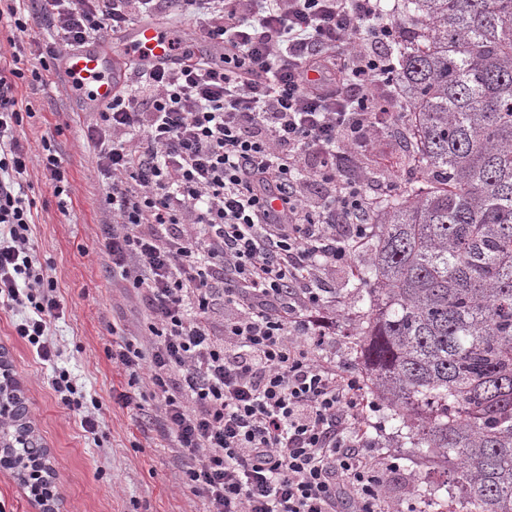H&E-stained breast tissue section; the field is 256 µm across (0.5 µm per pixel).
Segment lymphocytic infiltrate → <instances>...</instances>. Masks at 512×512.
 I'll return each mask as SVG.
<instances>
[{
    "mask_svg": "<svg viewBox=\"0 0 512 512\" xmlns=\"http://www.w3.org/2000/svg\"><path fill=\"white\" fill-rule=\"evenodd\" d=\"M381 0H41L53 32L39 67L10 40L0 65V304L44 362L64 303L31 252L40 169L54 195L66 170L53 133L40 152L16 130L19 80H41L64 49L163 15L190 16L222 62L135 64L89 127L112 222L98 250L141 297L149 339L109 352L155 403L182 482L205 512H382L397 463L374 456L364 379L325 355L315 319L326 283L351 266L375 202L359 151L395 124L387 94L396 25ZM224 324L215 327V316ZM84 433L100 423L67 371L52 381Z\"/></svg>",
    "mask_w": 512,
    "mask_h": 512,
    "instance_id": "1",
    "label": "lymphocytic infiltrate"
}]
</instances>
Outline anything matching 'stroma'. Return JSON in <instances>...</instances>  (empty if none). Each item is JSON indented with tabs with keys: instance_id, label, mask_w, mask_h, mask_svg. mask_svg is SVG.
<instances>
[{
	"instance_id": "35a3bbf8",
	"label": "stroma",
	"mask_w": 512,
	"mask_h": 512,
	"mask_svg": "<svg viewBox=\"0 0 512 512\" xmlns=\"http://www.w3.org/2000/svg\"><path fill=\"white\" fill-rule=\"evenodd\" d=\"M17 95L34 111L19 127V139L36 150L47 128L61 126L56 143L68 175L66 201L54 196L37 170L27 189L37 211L30 247L40 262L50 263L66 306L64 316L50 328L59 351L55 365L40 363L32 348L16 336L13 324L20 310L0 306V347L9 352L36 438L51 453L56 489L67 512H204L201 499L180 480L172 439L162 437L155 427L141 425L138 409L115 397L127 390V377L106 351L144 335L146 320L137 294L113 277L97 250L102 226L112 221L103 177L86 141L97 117L71 107L59 68L46 72L42 82L19 84ZM407 126V116H400L396 126L379 135L377 150L360 158L363 169L377 177L376 199L399 191L415 175L407 149L400 144ZM356 284L353 267L336 269L330 278L336 302L324 316L333 322L329 353L358 370L362 364L356 352ZM58 369L68 371L87 396L97 399L100 440L85 437L79 415L54 392L52 378ZM383 417L380 411L370 414L368 433L378 439L381 452L400 465L391 499L410 495L412 485L426 491L443 481V465L418 449L398 446Z\"/></svg>"
}]
</instances>
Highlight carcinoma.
Returning <instances> with one entry per match:
<instances>
[{
	"instance_id": "1",
	"label": "carcinoma",
	"mask_w": 512,
	"mask_h": 512,
	"mask_svg": "<svg viewBox=\"0 0 512 512\" xmlns=\"http://www.w3.org/2000/svg\"><path fill=\"white\" fill-rule=\"evenodd\" d=\"M418 177L379 203L356 273L370 391L452 461L448 512H512V0H397Z\"/></svg>"
}]
</instances>
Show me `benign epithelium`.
<instances>
[{
  "mask_svg": "<svg viewBox=\"0 0 512 512\" xmlns=\"http://www.w3.org/2000/svg\"><path fill=\"white\" fill-rule=\"evenodd\" d=\"M20 385L13 376L6 374L0 378V408L12 407L14 396ZM33 437L32 426L27 422H13L10 426L0 425V449L5 454L0 456V468L12 471L20 485L28 491V498L33 512H63L64 499L51 489V482L45 473L52 472L48 454L25 460L15 454L14 449L24 448Z\"/></svg>",
  "mask_w": 512,
  "mask_h": 512,
  "instance_id": "7a95c632",
  "label": "benign epithelium"
}]
</instances>
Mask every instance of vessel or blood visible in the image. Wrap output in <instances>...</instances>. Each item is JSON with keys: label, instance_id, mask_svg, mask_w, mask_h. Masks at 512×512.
<instances>
[{"label": "vessel or blood", "instance_id": "obj_1", "mask_svg": "<svg viewBox=\"0 0 512 512\" xmlns=\"http://www.w3.org/2000/svg\"><path fill=\"white\" fill-rule=\"evenodd\" d=\"M175 34L151 22H143L122 32L120 45L104 35L95 45L64 51L61 56L68 94L77 100L78 111L98 112L125 82L126 65L132 61L179 65L172 45Z\"/></svg>", "mask_w": 512, "mask_h": 512}]
</instances>
